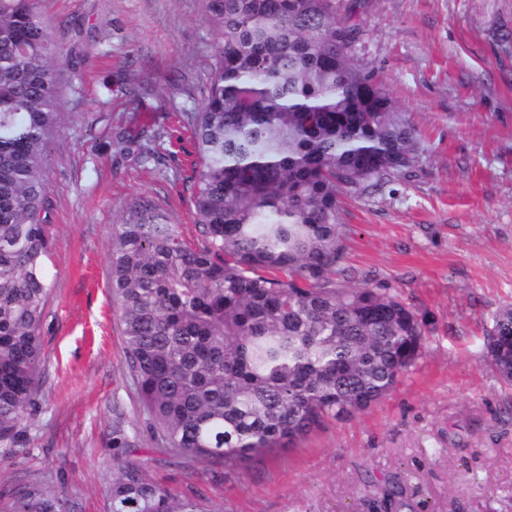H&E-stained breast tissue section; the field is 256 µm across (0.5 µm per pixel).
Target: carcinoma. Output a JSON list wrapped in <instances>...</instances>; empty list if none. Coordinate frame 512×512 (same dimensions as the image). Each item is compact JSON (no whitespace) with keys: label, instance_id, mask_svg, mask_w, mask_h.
<instances>
[{"label":"carcinoma","instance_id":"carcinoma-1","mask_svg":"<svg viewBox=\"0 0 512 512\" xmlns=\"http://www.w3.org/2000/svg\"><path fill=\"white\" fill-rule=\"evenodd\" d=\"M218 35L191 113L193 245L154 201L124 207L109 290L154 433L177 454L243 462L368 409L420 358L426 323L393 288L350 285L340 196L412 167L421 140L360 60L361 0H200ZM58 35L38 0H0V446L36 409L50 292L48 144L63 116ZM486 353L512 383V306ZM114 432L109 512H209L151 482ZM384 505L411 512L401 481ZM58 482L4 512H72Z\"/></svg>","mask_w":512,"mask_h":512}]
</instances>
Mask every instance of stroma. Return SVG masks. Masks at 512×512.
<instances>
[{"instance_id":"obj_1","label":"stroma","mask_w":512,"mask_h":512,"mask_svg":"<svg viewBox=\"0 0 512 512\" xmlns=\"http://www.w3.org/2000/svg\"><path fill=\"white\" fill-rule=\"evenodd\" d=\"M65 61L49 144L40 405L0 447V495L59 479L77 512H106L112 430L150 480L211 512H366L373 483L403 479L426 512H512V385L486 358L512 306V0H364L361 58L423 139L418 161L337 215L351 281L396 288L427 323L423 354L381 402L294 446L224 466L168 452L126 363L108 248L143 196L198 240L186 111L217 36L199 0H39ZM167 111H158L159 102ZM160 162H140L132 143Z\"/></svg>"}]
</instances>
